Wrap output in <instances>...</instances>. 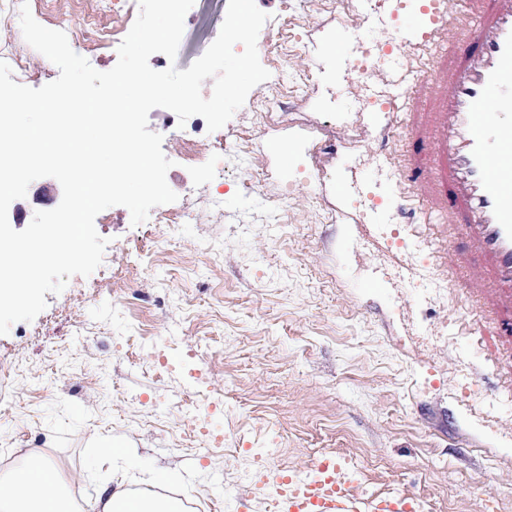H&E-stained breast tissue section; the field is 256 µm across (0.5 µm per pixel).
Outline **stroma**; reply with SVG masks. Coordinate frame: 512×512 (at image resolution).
Listing matches in <instances>:
<instances>
[{
    "mask_svg": "<svg viewBox=\"0 0 512 512\" xmlns=\"http://www.w3.org/2000/svg\"><path fill=\"white\" fill-rule=\"evenodd\" d=\"M304 18L287 58L224 126L229 175L173 150L201 139L203 117L179 124L150 111L167 182L192 198L184 224L135 226L122 206L99 213L103 261L118 283L76 275L30 322L0 335V449L45 451L67 486L93 501L108 482L201 499L207 512H274L252 479L250 451L269 469L303 472L321 454L355 472L360 499L402 492L421 512H512V331L483 306L485 263L455 228L448 198V71L458 33L355 71L362 39L416 29L421 0H256L263 34L284 4ZM228 0H195L175 59L185 70L217 38ZM28 57L13 81L59 75L21 31L0 24V48ZM311 72L303 86L297 71ZM319 138L322 164L305 144ZM267 169L260 193L236 177ZM32 182L9 207L14 229L60 203ZM287 199L285 208L274 200ZM168 344L156 370L145 340ZM227 408L188 413L206 391ZM110 439L122 457L104 452Z\"/></svg>",
    "mask_w": 512,
    "mask_h": 512,
    "instance_id": "1",
    "label": "stroma"
}]
</instances>
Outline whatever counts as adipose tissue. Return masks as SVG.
<instances>
[{
  "label": "adipose tissue",
  "instance_id": "obj_1",
  "mask_svg": "<svg viewBox=\"0 0 512 512\" xmlns=\"http://www.w3.org/2000/svg\"><path fill=\"white\" fill-rule=\"evenodd\" d=\"M135 512H183L173 500L142 493L131 494L117 486L101 487L92 512H121L122 504ZM0 512H75L63 493L59 472L40 451L28 452L21 465L0 475Z\"/></svg>",
  "mask_w": 512,
  "mask_h": 512
}]
</instances>
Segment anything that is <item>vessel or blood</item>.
I'll list each match as a JSON object with an SVG mask.
<instances>
[{
    "instance_id": "vessel-or-blood-1",
    "label": "vessel or blood",
    "mask_w": 512,
    "mask_h": 512,
    "mask_svg": "<svg viewBox=\"0 0 512 512\" xmlns=\"http://www.w3.org/2000/svg\"><path fill=\"white\" fill-rule=\"evenodd\" d=\"M424 14L421 32L396 33L403 46L418 48L443 31L438 0H426ZM449 22L470 29L462 61L448 76L449 192L478 257L512 301V0H489L484 22L472 23L466 12ZM338 470L336 460L326 457L307 472L264 475L260 482L269 487L277 512H358L351 482L339 479ZM368 508L419 512L420 504L397 495L370 500Z\"/></svg>"
}]
</instances>
